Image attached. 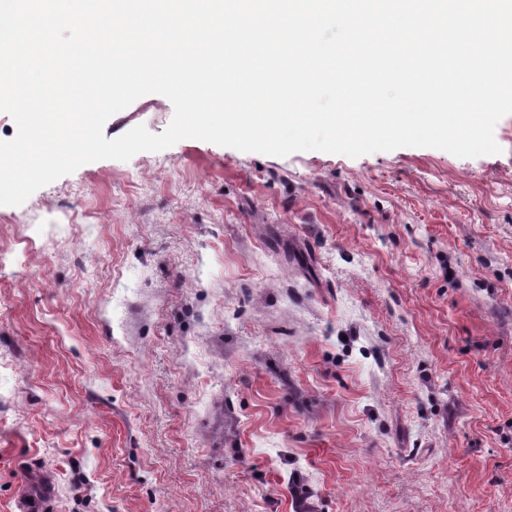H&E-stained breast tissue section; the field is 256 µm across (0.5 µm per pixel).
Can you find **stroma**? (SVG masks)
I'll list each match as a JSON object with an SVG mask.
<instances>
[{
  "mask_svg": "<svg viewBox=\"0 0 512 512\" xmlns=\"http://www.w3.org/2000/svg\"><path fill=\"white\" fill-rule=\"evenodd\" d=\"M494 136L187 139L0 205V512H512V114Z\"/></svg>",
  "mask_w": 512,
  "mask_h": 512,
  "instance_id": "stroma-1",
  "label": "stroma"
}]
</instances>
